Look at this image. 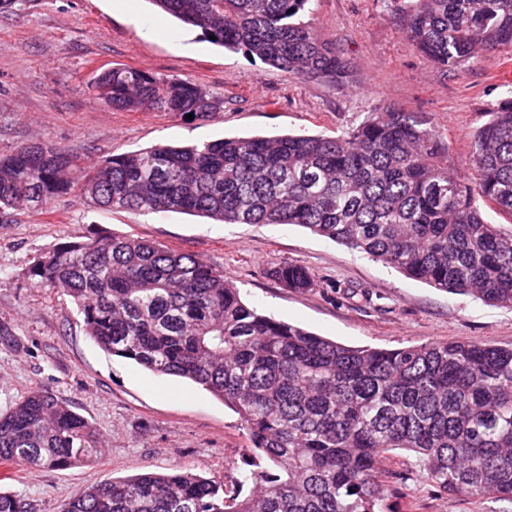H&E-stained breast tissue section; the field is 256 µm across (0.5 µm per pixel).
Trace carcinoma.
<instances>
[{"mask_svg": "<svg viewBox=\"0 0 512 512\" xmlns=\"http://www.w3.org/2000/svg\"><path fill=\"white\" fill-rule=\"evenodd\" d=\"M213 44L302 78L345 62L305 19L312 0H150ZM406 33L441 68L512 49V0H409ZM95 99L204 118L197 85L131 68L102 71ZM78 152L50 145L0 156V223L73 191L106 210L179 212L224 224H294L453 294L512 309V97L473 134L477 177L461 179L414 113L371 112L336 136H233L113 155L75 179ZM285 287H317L284 262ZM28 278L69 296L107 354L202 386L236 412L273 471L249 494L190 471L94 482L61 512H386L377 464L396 450L436 492L512 503V348L474 340L350 347L266 315L198 257L123 236L68 241ZM101 447L95 427L37 390L0 413V465L64 469ZM0 512H36L0 492Z\"/></svg>", "mask_w": 512, "mask_h": 512, "instance_id": "1", "label": "carcinoma"}]
</instances>
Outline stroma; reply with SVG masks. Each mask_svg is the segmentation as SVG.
<instances>
[{
    "label": "stroma",
    "instance_id": "1",
    "mask_svg": "<svg viewBox=\"0 0 512 512\" xmlns=\"http://www.w3.org/2000/svg\"><path fill=\"white\" fill-rule=\"evenodd\" d=\"M407 0H314L309 15L346 62L343 78L303 79L206 41L148 0H15L0 10V156L30 143L77 149L84 167L155 145L283 133L334 136L368 112H413L470 177L473 134L512 94V51L488 50L442 69L405 32ZM132 67L193 82L217 103L206 119L116 110L94 99L103 70ZM130 236L199 256L246 302L338 343L396 348L470 339L512 347V309L452 294L291 224H220L183 213L142 214L75 197L0 224V411L47 389L97 428L102 448L64 470L0 469V491L38 512H60L94 481L189 470L249 493L253 458L236 413L208 391L108 355L86 334L70 297L35 287L42 251L76 236ZM301 264L317 286L285 288L269 275ZM378 479L390 512H512V504L433 491L406 453Z\"/></svg>",
    "mask_w": 512,
    "mask_h": 512
}]
</instances>
